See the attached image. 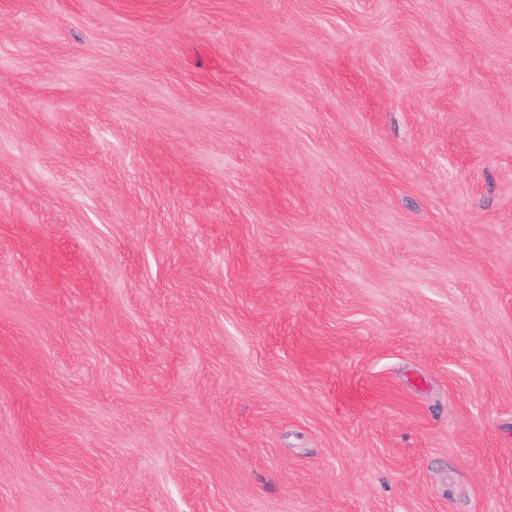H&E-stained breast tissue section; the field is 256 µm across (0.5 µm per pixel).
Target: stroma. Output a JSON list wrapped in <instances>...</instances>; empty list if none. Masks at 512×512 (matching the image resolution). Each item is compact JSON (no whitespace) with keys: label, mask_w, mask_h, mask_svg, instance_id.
<instances>
[{"label":"stroma","mask_w":512,"mask_h":512,"mask_svg":"<svg viewBox=\"0 0 512 512\" xmlns=\"http://www.w3.org/2000/svg\"><path fill=\"white\" fill-rule=\"evenodd\" d=\"M0 512H512V0H0Z\"/></svg>","instance_id":"obj_1"}]
</instances>
